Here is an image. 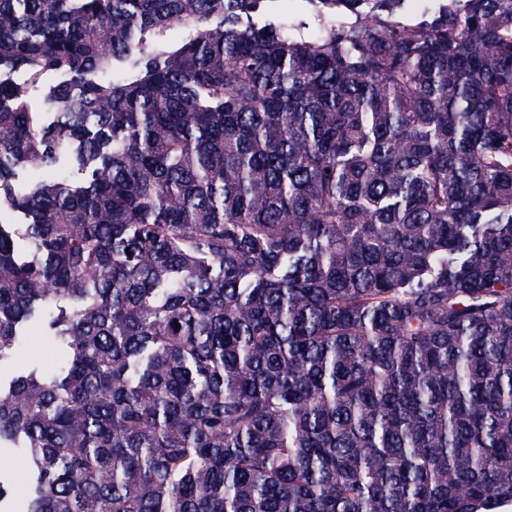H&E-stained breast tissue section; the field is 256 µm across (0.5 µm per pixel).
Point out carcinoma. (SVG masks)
Returning <instances> with one entry per match:
<instances>
[{"label":"carcinoma","mask_w":512,"mask_h":512,"mask_svg":"<svg viewBox=\"0 0 512 512\" xmlns=\"http://www.w3.org/2000/svg\"><path fill=\"white\" fill-rule=\"evenodd\" d=\"M306 2L0 0V512L512 504V0ZM267 14L270 18L281 19L293 16L296 19L305 15L307 3L305 0H274L266 3ZM56 359V353L52 343H50L46 336L42 335L39 328L32 330L28 342L23 346L16 356L14 362L9 365L1 367L2 375H7L19 367L28 365L48 367ZM0 467L5 470V474L12 480L15 486L20 488L27 475L24 458L18 453L1 449Z\"/></svg>","instance_id":"carcinoma-1"}]
</instances>
